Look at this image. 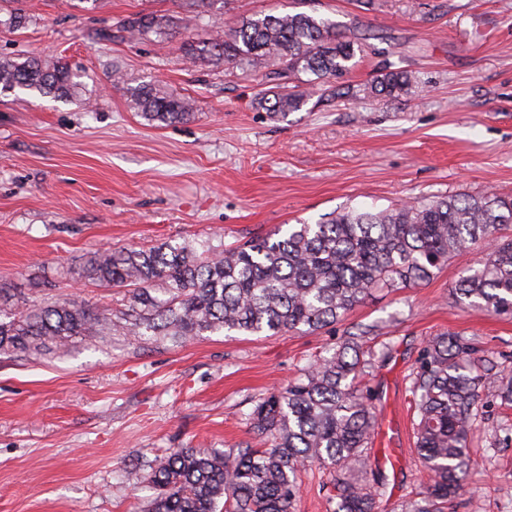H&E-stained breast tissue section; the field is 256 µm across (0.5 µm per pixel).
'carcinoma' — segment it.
Listing matches in <instances>:
<instances>
[{
	"label": "carcinoma",
	"instance_id": "obj_1",
	"mask_svg": "<svg viewBox=\"0 0 512 512\" xmlns=\"http://www.w3.org/2000/svg\"><path fill=\"white\" fill-rule=\"evenodd\" d=\"M179 23L170 15L138 13L118 29L130 37H165ZM369 40L314 14L288 12L243 18L207 39L185 40L182 51L212 65L276 64L265 78L277 92L261 105L278 115L304 105L300 74L312 75L314 86L336 82L349 61L371 48ZM414 83L411 73L388 63L374 90L398 97ZM78 88L61 58L0 59V91L66 101ZM130 97L151 124L169 126L193 112L190 99L150 84L131 89ZM510 225L511 197L455 195L375 211L345 208L221 251L165 242L98 252L82 277L125 289L127 308L114 315L75 299L21 307L0 288V355L67 351L114 331L182 343L206 333L314 332L342 321L372 290L424 281L475 245L485 258L459 278L455 300L511 318L512 238L501 235ZM378 336L374 325L346 331L331 354L309 361L285 388L262 398L247 418L255 445L171 449L149 476L155 496L148 512H294L298 473L313 465L334 473L335 512H379L385 475L372 451L376 394L365 383ZM409 391L427 482L402 501L401 512H446L465 486L477 406L512 405V361L478 355L475 339L463 333L433 336L419 351Z\"/></svg>",
	"mask_w": 512,
	"mask_h": 512
}]
</instances>
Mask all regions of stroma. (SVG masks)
Returning a JSON list of instances; mask_svg holds the SVG:
<instances>
[{
  "mask_svg": "<svg viewBox=\"0 0 512 512\" xmlns=\"http://www.w3.org/2000/svg\"><path fill=\"white\" fill-rule=\"evenodd\" d=\"M0 0V58L67 59L80 89L59 101L0 93V287L16 301L48 291L118 311L122 290L79 272L95 252L166 241L215 249L343 208L379 210L454 195L512 196V0H305L303 11L374 33L343 82L301 110L271 116L264 69L189 62L181 44L226 21L285 13L295 0H215L195 21L184 0ZM184 21L167 37L122 39L136 13ZM418 86L388 97L371 84L385 63ZM124 79L113 84L112 69ZM188 97L194 117L148 125L130 88ZM484 256L475 247L427 282L377 290L344 322L312 333L205 335L186 344L112 335L35 359L0 356V512H146L148 477L170 448H237L245 416L287 385L346 328L378 326L391 355L370 384L396 464L382 512H400L425 475L414 450L410 374L425 340L473 336L512 355V317L456 304L453 288ZM466 487L450 512H512V409L479 418ZM329 471L299 475L295 512H333Z\"/></svg>",
  "mask_w": 512,
  "mask_h": 512,
  "instance_id": "1",
  "label": "stroma"
}]
</instances>
